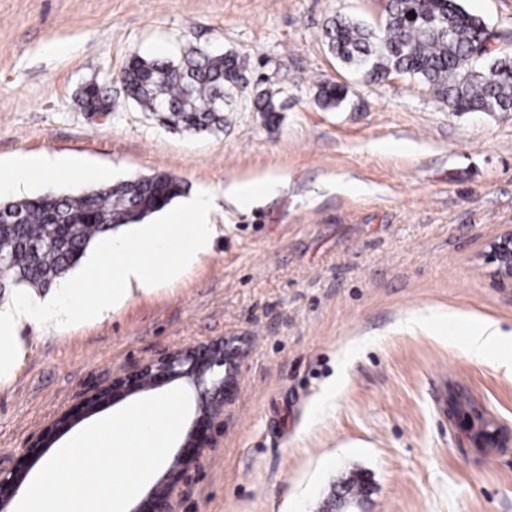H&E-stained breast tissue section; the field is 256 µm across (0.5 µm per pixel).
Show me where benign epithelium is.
<instances>
[{
  "label": "benign epithelium",
  "mask_w": 512,
  "mask_h": 512,
  "mask_svg": "<svg viewBox=\"0 0 512 512\" xmlns=\"http://www.w3.org/2000/svg\"><path fill=\"white\" fill-rule=\"evenodd\" d=\"M487 261L492 265L491 275L512 283V232L487 242ZM247 350L240 338L228 336L194 349L170 352L156 360L136 366L112 378L97 388L78 408L62 415L27 445L25 455L40 458L46 451L47 437L67 429L82 417L95 412L106 403H118L146 389L143 378L151 386L184 380L200 394L199 415L188 430L182 450L176 454L167 476L153 488L132 512H176L183 488L190 485L206 451L214 447L224 432V408L234 401ZM448 419L457 420L470 441L477 448L504 447L512 437L501 433L500 427L486 417L484 409L475 404L454 408L448 405ZM26 477L22 466L0 467V512H10L9 506Z\"/></svg>",
  "instance_id": "obj_1"
}]
</instances>
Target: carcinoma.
I'll return each mask as SVG.
<instances>
[{
  "label": "carcinoma",
  "instance_id": "1",
  "mask_svg": "<svg viewBox=\"0 0 512 512\" xmlns=\"http://www.w3.org/2000/svg\"><path fill=\"white\" fill-rule=\"evenodd\" d=\"M384 28L375 31L336 16L322 29L330 54L372 79L392 73L420 78L453 112H512V52L492 57L481 72L469 61L483 54L487 40L480 19L456 0H388ZM246 58L188 47L174 60L134 56L122 68L124 91L144 112L171 129L222 131L242 79ZM345 87L326 81L318 99L325 107L340 103ZM102 100L112 106L105 86L86 85L75 105L87 111ZM255 110L277 112L274 94L258 93ZM184 192L182 182L155 173L80 196L47 194L0 205L20 216L0 226V251L9 255V280L15 287L49 288L79 264L90 244L112 230L136 224L162 210Z\"/></svg>",
  "mask_w": 512,
  "mask_h": 512
}]
</instances>
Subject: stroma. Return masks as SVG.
I'll list each match as a JSON object with an SVG mask.
<instances>
[{"instance_id":"stroma-1","label":"stroma","mask_w":512,"mask_h":512,"mask_svg":"<svg viewBox=\"0 0 512 512\" xmlns=\"http://www.w3.org/2000/svg\"><path fill=\"white\" fill-rule=\"evenodd\" d=\"M495 46L512 0H458ZM387 0H0V166L26 154L79 158L17 198L168 173L209 192L218 226L182 277L94 323H25L0 383V460L96 386L165 353L227 336L248 345L224 434L178 512H324L346 479L362 512H512V444L471 448L449 421V385L512 430L504 350L480 358L468 329L512 336V284L489 274L487 241L512 230V112H452L427 85L372 81L324 45L328 18L380 28ZM246 54L244 92L223 131L179 132L112 84V110L77 109L152 44ZM346 89L335 108L319 84ZM109 82V81H108ZM276 94L274 118L255 111ZM279 180L240 208L229 185ZM97 100H103L106 105L112 109V100L108 95V91L105 89V85H100L97 82L86 85L75 99V105L77 108L86 112L94 102Z\"/></svg>"}]
</instances>
